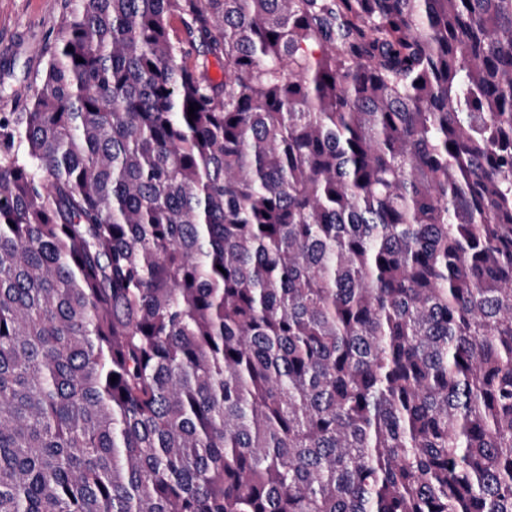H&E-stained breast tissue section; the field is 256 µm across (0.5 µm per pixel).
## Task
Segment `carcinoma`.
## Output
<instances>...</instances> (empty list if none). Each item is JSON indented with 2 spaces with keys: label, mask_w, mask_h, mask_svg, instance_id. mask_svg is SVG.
Listing matches in <instances>:
<instances>
[{
  "label": "carcinoma",
  "mask_w": 512,
  "mask_h": 512,
  "mask_svg": "<svg viewBox=\"0 0 512 512\" xmlns=\"http://www.w3.org/2000/svg\"><path fill=\"white\" fill-rule=\"evenodd\" d=\"M71 2L0 113V512H512V0Z\"/></svg>",
  "instance_id": "1"
}]
</instances>
